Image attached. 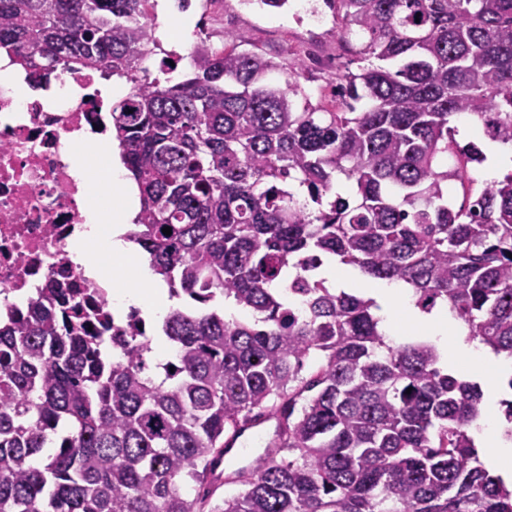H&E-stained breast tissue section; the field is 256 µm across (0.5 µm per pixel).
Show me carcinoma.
<instances>
[{"label": "carcinoma", "instance_id": "obj_1", "mask_svg": "<svg viewBox=\"0 0 512 512\" xmlns=\"http://www.w3.org/2000/svg\"><path fill=\"white\" fill-rule=\"evenodd\" d=\"M149 2L0 0V52L31 75L133 84L110 112L140 197L127 237L183 301L152 367L139 311L118 333L58 284L0 319V512H204L224 437L271 415L257 474L209 512H512L470 432L480 383L322 277L401 282L512 359V173L473 192L483 154L451 126L467 114L512 147V0H326L381 61L343 76L332 109L271 82L239 34L193 46L182 81L150 78ZM230 300L252 319L226 318Z\"/></svg>", "mask_w": 512, "mask_h": 512}]
</instances>
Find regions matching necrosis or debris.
Returning a JSON list of instances; mask_svg holds the SVG:
<instances>
[{"mask_svg":"<svg viewBox=\"0 0 512 512\" xmlns=\"http://www.w3.org/2000/svg\"><path fill=\"white\" fill-rule=\"evenodd\" d=\"M61 94L54 108L0 80V307L55 282L112 305L111 278L80 256L92 176L77 178L85 144L108 132V107L90 73L57 70L43 84Z\"/></svg>","mask_w":512,"mask_h":512,"instance_id":"4bbe7bcc","label":"necrosis or debris"}]
</instances>
